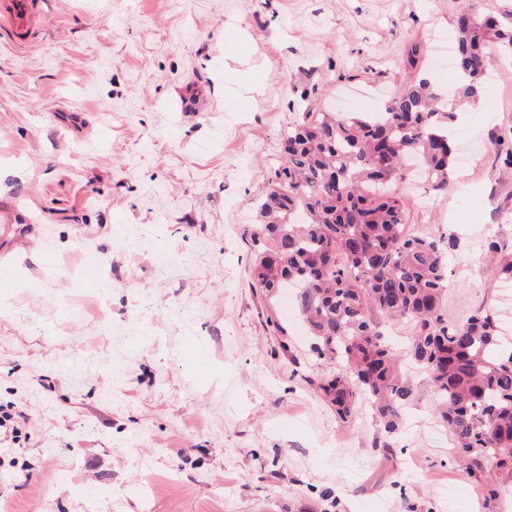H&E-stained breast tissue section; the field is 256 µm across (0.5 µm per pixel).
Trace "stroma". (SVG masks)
<instances>
[{
	"mask_svg": "<svg viewBox=\"0 0 512 512\" xmlns=\"http://www.w3.org/2000/svg\"><path fill=\"white\" fill-rule=\"evenodd\" d=\"M467 4L40 0L37 35L0 41V404L27 420L0 445V512H512V477L487 503L424 374L399 431L366 406L341 420L313 386L339 365L311 353L294 297L250 277L284 131L380 110L415 42L451 83L431 53ZM468 127L456 187L398 188L411 231L460 240L449 321L489 311L512 340V66L449 138Z\"/></svg>",
	"mask_w": 512,
	"mask_h": 512,
	"instance_id": "obj_1",
	"label": "stroma"
}]
</instances>
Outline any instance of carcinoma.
<instances>
[{"instance_id":"carcinoma-1","label":"carcinoma","mask_w":512,"mask_h":512,"mask_svg":"<svg viewBox=\"0 0 512 512\" xmlns=\"http://www.w3.org/2000/svg\"><path fill=\"white\" fill-rule=\"evenodd\" d=\"M457 82L443 89L410 76L381 112H303L283 136L285 162L257 205V235L272 241L251 269L268 295L293 283L309 329L310 350L345 372L317 383L341 419L367 404L390 432L403 424L412 396L403 359L425 373L441 423L457 451L512 474V350L489 314L464 324L442 313L453 240L421 236L406 224L407 199L394 189L405 162H420L435 191L454 184V149L442 125L484 93L491 60L512 62V9L456 16ZM301 212L304 221L291 214ZM407 322L405 352L381 321Z\"/></svg>"}]
</instances>
